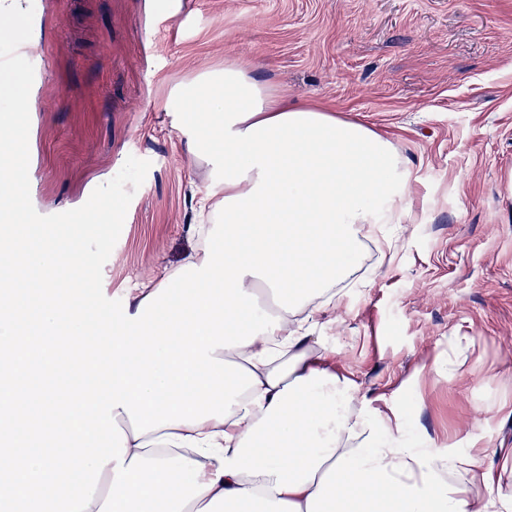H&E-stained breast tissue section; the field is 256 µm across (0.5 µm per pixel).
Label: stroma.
<instances>
[{
    "instance_id": "obj_1",
    "label": "stroma",
    "mask_w": 512,
    "mask_h": 512,
    "mask_svg": "<svg viewBox=\"0 0 512 512\" xmlns=\"http://www.w3.org/2000/svg\"><path fill=\"white\" fill-rule=\"evenodd\" d=\"M41 0L30 41L31 201L82 206L127 156L150 161L103 266L126 300L198 250L211 166L185 149L176 88L251 64L260 83L355 119L413 164L395 252L361 239L315 348L398 415L412 448H512V0Z\"/></svg>"
}]
</instances>
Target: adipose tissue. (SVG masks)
I'll return each instance as SVG.
<instances>
[{
  "instance_id": "1",
  "label": "adipose tissue",
  "mask_w": 512,
  "mask_h": 512,
  "mask_svg": "<svg viewBox=\"0 0 512 512\" xmlns=\"http://www.w3.org/2000/svg\"><path fill=\"white\" fill-rule=\"evenodd\" d=\"M188 153L218 164L201 255L88 318L72 225L4 256L0 225V504L11 512H512L484 448H409L352 415L298 315L343 280L358 235L392 246L413 170L365 125L289 99L225 62L178 90ZM41 273L24 326L17 266Z\"/></svg>"
}]
</instances>
